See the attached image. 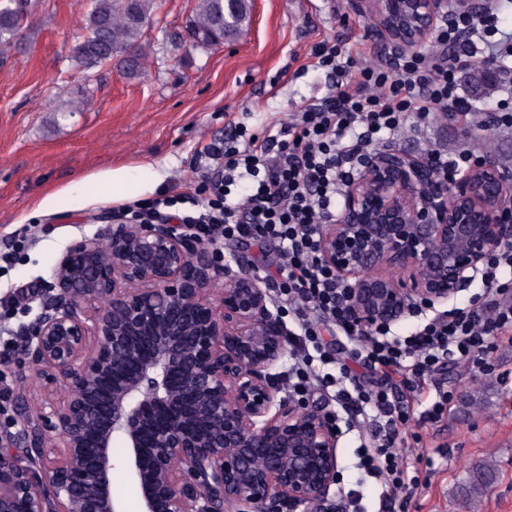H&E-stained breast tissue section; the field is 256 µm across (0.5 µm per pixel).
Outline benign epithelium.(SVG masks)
<instances>
[{
    "instance_id": "7a95c632",
    "label": "benign epithelium",
    "mask_w": 512,
    "mask_h": 512,
    "mask_svg": "<svg viewBox=\"0 0 512 512\" xmlns=\"http://www.w3.org/2000/svg\"><path fill=\"white\" fill-rule=\"evenodd\" d=\"M351 7L398 57L430 40L448 0ZM93 221L18 334L20 358L65 399L33 410L17 392L0 512H126L112 489L116 440L140 512H318L338 481L336 411L286 393L289 332L266 283L184 225L110 211ZM318 233L358 325H394L415 304L457 297L512 246V176L485 155L447 179L387 146L366 156Z\"/></svg>"
}]
</instances>
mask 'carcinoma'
<instances>
[{
    "mask_svg": "<svg viewBox=\"0 0 512 512\" xmlns=\"http://www.w3.org/2000/svg\"><path fill=\"white\" fill-rule=\"evenodd\" d=\"M27 0H8L0 6V56L8 53L26 23ZM157 9V0H89L82 14L84 35L73 48L74 65L86 72L119 58L127 74L137 75L145 49L143 30ZM253 0H198L194 17L197 44L214 46L245 34L252 15ZM496 478L490 463L475 466L466 489L467 496H482Z\"/></svg>",
    "mask_w": 512,
    "mask_h": 512,
    "instance_id": "obj_1",
    "label": "carcinoma"
}]
</instances>
